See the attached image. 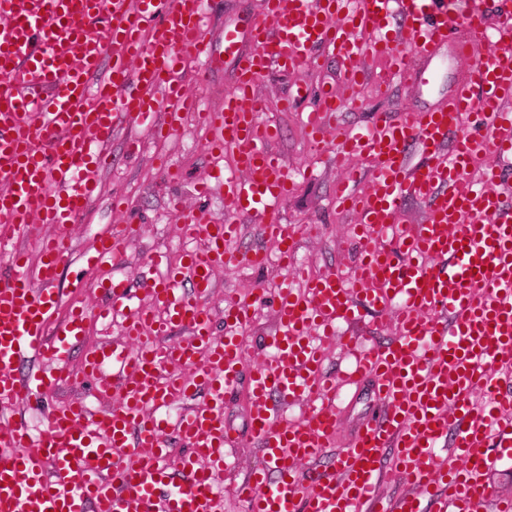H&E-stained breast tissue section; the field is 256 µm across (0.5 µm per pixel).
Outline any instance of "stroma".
Wrapping results in <instances>:
<instances>
[{"label":"stroma","instance_id":"1","mask_svg":"<svg viewBox=\"0 0 512 512\" xmlns=\"http://www.w3.org/2000/svg\"><path fill=\"white\" fill-rule=\"evenodd\" d=\"M196 69V61H189L185 72L186 91L203 92L206 104L212 107L221 105L229 91L235 88L232 63H225L223 70L211 77L203 88L198 87L195 81ZM342 70L340 61L327 57L320 59L318 65L294 71L271 69L258 83V90L266 104L264 116L278 130L273 148L295 175L293 189L280 208V221L304 226V233L297 237L295 256L316 275L329 270L341 271L351 265L350 256L344 251L340 238L349 233L355 218L336 213L330 207L340 176L334 163V150L343 134L359 131L377 113L392 115L405 109L428 110L438 106L452 93L467 66L455 58L452 45L442 46L433 59L422 65L421 78L416 86L390 79L382 92L372 93L362 99L357 107L340 111L334 130L324 136L325 148L317 150L308 145L300 120L301 113L313 108V100L300 102L296 109L288 111L283 109L282 102L297 83L342 94ZM138 135L140 146L135 157H127L122 147H115L112 165L104 175L99 196L91 204L87 223L72 228L74 259L62 264L59 269L60 289L69 292L81 288L83 301L92 310L101 302V292L96 286L97 273L86 263L92 253L95 232L125 222L140 226L141 233L132 242L124 267L118 272L119 277L127 279L130 284L139 282L143 256L160 254L168 265H177L180 258V222L173 207L174 202H181L185 207L196 204L197 181L214 174L216 169L227 170L234 164L229 157L223 158L221 163H214L205 150L209 131L188 122L183 123L179 132L170 136L168 143L169 161L183 174L181 181L172 186L157 165L155 139L143 128L139 129ZM117 192L131 201V215L113 212L112 196ZM280 280V271L272 266L259 271H218L215 275L216 287L209 299L215 321L220 323L224 320L226 293L239 290L245 281L263 288L267 298L257 308L253 325L244 331L246 344H255L260 333L272 327L270 297ZM78 399L88 400L98 409L111 408L113 403L112 397L103 395L96 386L61 385L33 399L23 419L30 427H38L49 409ZM338 405L336 446L341 449L350 446L364 420L379 412L372 381L364 380L359 388L343 393Z\"/></svg>","mask_w":512,"mask_h":512}]
</instances>
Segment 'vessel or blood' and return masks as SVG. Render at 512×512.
Wrapping results in <instances>:
<instances>
[{"label":"vessel or blood","mask_w":512,"mask_h":512,"mask_svg":"<svg viewBox=\"0 0 512 512\" xmlns=\"http://www.w3.org/2000/svg\"><path fill=\"white\" fill-rule=\"evenodd\" d=\"M201 4L0 0V240L11 245L0 253V512H224L216 477L239 442L224 411L242 385L265 462L233 485L249 512H512L511 495L488 493L490 473L512 465V185L496 170L484 184L463 177L479 154L512 161V0L457 13L447 0H267L243 31L232 22L213 30ZM456 26L466 34L453 42L454 55L470 73L447 101L376 117L340 142L333 203L357 218L346 239L354 269L306 275L291 259L297 230L277 217L291 178L261 118L259 79L275 66L290 71L337 56L352 90L370 56L382 78L413 85ZM486 42L495 51L476 55ZM187 55L200 61L203 85L232 60L236 93L203 107L183 86ZM347 103L318 98L304 115L310 141ZM153 112L164 115L153 135L171 134L194 114L213 131L214 157L234 149L226 216L213 221L210 182H199L197 205L179 215L191 244L185 262L141 276L146 305H132L126 281L112 276L136 228L115 224L99 235L93 261L109 283L97 315L122 313L127 343L89 351L82 379L111 370L119 399L108 410L81 400L57 407L46 429L31 431L15 412L44 387L72 382L70 351L90 315L77 294L65 298L56 287L60 264L73 257L66 228L97 194L118 132ZM414 145L419 166L407 160ZM362 159L372 166L365 193L352 166ZM409 197L428 202L424 221L401 218ZM244 221L280 239L286 254L267 353L251 368L237 330L251 323L260 291L225 296L220 337L207 304L217 270L264 264L259 251L234 247ZM387 230L389 246L376 239ZM65 302L67 321L49 332ZM366 309L396 328L394 341L337 333ZM175 328L188 339L169 340ZM332 345L355 359L336 378L322 371ZM42 357L47 376L24 372L28 359ZM367 378L381 411L327 461L335 403ZM201 389L208 401L168 423L169 405ZM169 426L188 450L175 475L159 464ZM387 482L401 493L386 496Z\"/></svg>","instance_id":"vessel-or-blood-1"}]
</instances>
